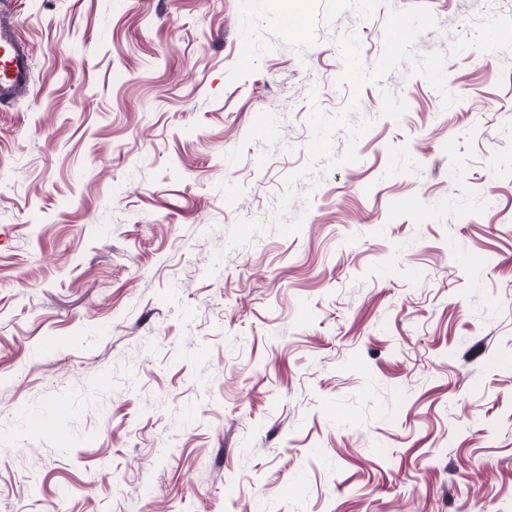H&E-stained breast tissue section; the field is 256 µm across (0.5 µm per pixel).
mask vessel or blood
Segmentation results:
<instances>
[{
    "label": "vessel or blood",
    "mask_w": 512,
    "mask_h": 512,
    "mask_svg": "<svg viewBox=\"0 0 512 512\" xmlns=\"http://www.w3.org/2000/svg\"><path fill=\"white\" fill-rule=\"evenodd\" d=\"M33 58L13 24L0 23V106L14 103L29 94Z\"/></svg>",
    "instance_id": "1"
}]
</instances>
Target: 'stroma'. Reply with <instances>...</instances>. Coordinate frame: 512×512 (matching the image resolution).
Wrapping results in <instances>:
<instances>
[{
  "instance_id": "1",
  "label": "stroma",
  "mask_w": 512,
  "mask_h": 512,
  "mask_svg": "<svg viewBox=\"0 0 512 512\" xmlns=\"http://www.w3.org/2000/svg\"><path fill=\"white\" fill-rule=\"evenodd\" d=\"M0 20V512H512V0ZM33 58L13 24L0 23V106L13 104L29 94Z\"/></svg>"
}]
</instances>
